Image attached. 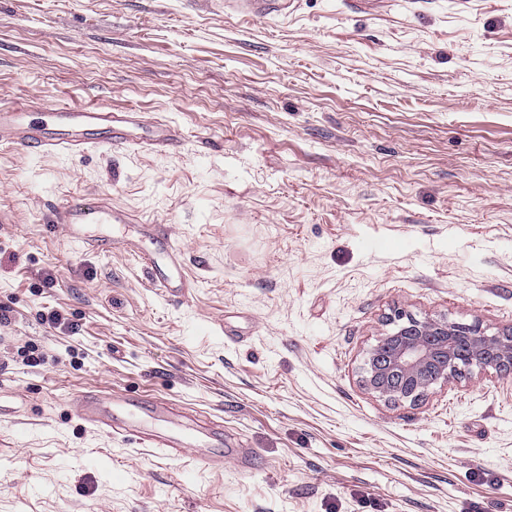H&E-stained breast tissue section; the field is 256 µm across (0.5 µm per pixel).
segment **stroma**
I'll return each mask as SVG.
<instances>
[{
    "instance_id": "stroma-1",
    "label": "stroma",
    "mask_w": 512,
    "mask_h": 512,
    "mask_svg": "<svg viewBox=\"0 0 512 512\" xmlns=\"http://www.w3.org/2000/svg\"><path fill=\"white\" fill-rule=\"evenodd\" d=\"M28 97L179 144L0 147V512H512V375L361 382L394 310L512 330V0H0V104ZM89 195L141 250L165 226L189 288L70 242ZM99 391L206 446L85 424ZM291 4L288 0H232L227 1L226 6L233 5L236 11L245 13L267 14L276 10L285 12ZM57 223L61 224L69 239L76 242L91 241L98 248H103L104 244L112 245V240L103 244L106 240L90 235L96 224H113V227L133 224L124 210L101 196L62 206Z\"/></svg>"
}]
</instances>
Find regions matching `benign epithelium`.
Segmentation results:
<instances>
[{
  "label": "benign epithelium",
  "mask_w": 512,
  "mask_h": 512,
  "mask_svg": "<svg viewBox=\"0 0 512 512\" xmlns=\"http://www.w3.org/2000/svg\"><path fill=\"white\" fill-rule=\"evenodd\" d=\"M363 367L368 393L394 404H415L462 375L512 372V331L494 335L447 319L397 315Z\"/></svg>",
  "instance_id": "7a95c632"
}]
</instances>
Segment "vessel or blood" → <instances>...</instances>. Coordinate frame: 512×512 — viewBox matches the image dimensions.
<instances>
[{
	"label": "vessel or blood",
	"mask_w": 512,
	"mask_h": 512,
	"mask_svg": "<svg viewBox=\"0 0 512 512\" xmlns=\"http://www.w3.org/2000/svg\"><path fill=\"white\" fill-rule=\"evenodd\" d=\"M232 5L240 12L267 14L276 10L287 11L290 3L289 0H232ZM43 111V119L36 120L31 117L27 104L0 106V146L17 145L33 154L50 150L82 152L91 145L90 139L85 136V130L90 126L105 127L109 145L126 146L130 143L125 130L115 125L111 113L103 110L88 111L65 104L47 103ZM58 222L69 239L85 242L90 240L91 229L95 225L123 226L129 224L130 217L124 210L99 196L62 206ZM140 259L151 273L153 287L168 293L180 282L179 271H163L154 254L141 253ZM73 404L86 423L118 434H150L156 447L175 455L189 451L198 440L193 429L167 420L153 429H145L140 408L127 401L117 404L109 398L83 393L74 399Z\"/></svg>",
	"instance_id": "vessel-or-blood-1"
}]
</instances>
